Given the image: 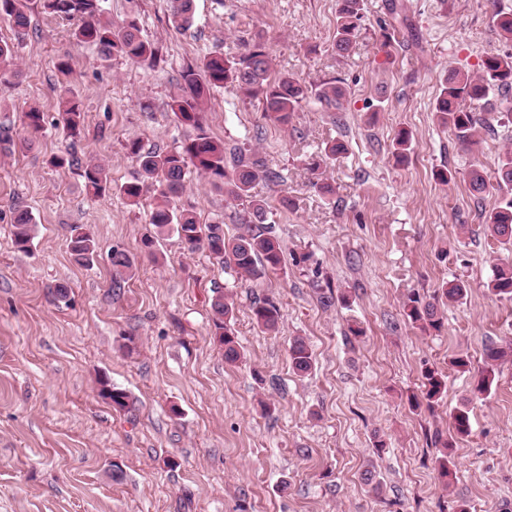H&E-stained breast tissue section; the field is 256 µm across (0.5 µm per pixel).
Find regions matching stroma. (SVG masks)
Returning a JSON list of instances; mask_svg holds the SVG:
<instances>
[{"mask_svg": "<svg viewBox=\"0 0 512 512\" xmlns=\"http://www.w3.org/2000/svg\"><path fill=\"white\" fill-rule=\"evenodd\" d=\"M337 3L194 0V23L183 29L170 0H104L106 18H138L158 48L149 68L115 56L98 61L94 49L75 44L68 22L46 15L40 0H22L31 27L15 43L21 77L0 82V126L24 136L31 105L46 124L31 147L0 152V512H449L460 498L472 512H512V358L496 363L489 397H470L486 345L512 341V300L488 287L507 252L483 226L512 123L489 102L481 112L491 128L465 148L433 110L449 70L477 74L486 56L512 54L492 21L512 0H364L357 44L345 56L333 49ZM384 26L396 32L388 49ZM259 35L274 72L312 87L338 79L345 96L337 110L308 98L285 127L229 87L206 102L212 136L280 175L252 193L267 204L287 264L250 282L208 252L187 253L175 236L156 235L153 187L136 206L117 188L138 175L128 140L171 149L192 136L170 109L182 69L214 52L239 55ZM63 57L67 77L56 68ZM65 96L84 116L75 142L57 122ZM402 130L411 148L400 163L393 151ZM330 141L347 151L328 164V196L311 187L307 162ZM72 148L104 165L113 192L90 198L78 171L50 166ZM475 168L490 180L479 196L469 189ZM446 169L452 179L438 180ZM284 195L292 209L281 207ZM174 202L202 223H223L226 236L242 230L240 207L203 177L190 175ZM19 207L37 225L27 254L12 245ZM73 224L100 243L93 265L70 256ZM149 236L148 254L141 241ZM116 245L135 256L118 290L108 259ZM305 254L309 262L295 265ZM452 280L468 289L453 303L439 296ZM59 282L70 287L68 303L55 297ZM318 285L349 304L324 308ZM218 291L236 304L244 358L234 366L212 336ZM413 292L437 300L441 330L406 322ZM265 295L281 307L275 335L251 317L253 298ZM353 324L364 336H349ZM297 336L315 357L304 377L288 357ZM459 352L470 373L449 370ZM427 366L448 373L447 394L430 411L410 404ZM103 377L128 393L126 410L100 397ZM465 400L472 433L455 448L456 477L445 487L431 437ZM378 438L386 442L380 453ZM370 462L383 483L377 497L361 481Z\"/></svg>", "mask_w": 512, "mask_h": 512, "instance_id": "1", "label": "stroma"}]
</instances>
